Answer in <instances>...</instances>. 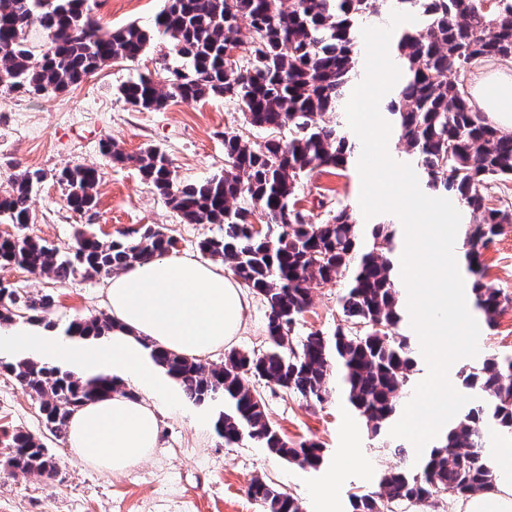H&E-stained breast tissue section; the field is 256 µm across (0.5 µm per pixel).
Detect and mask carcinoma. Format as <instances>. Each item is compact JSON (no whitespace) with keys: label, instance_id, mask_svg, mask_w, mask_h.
Segmentation results:
<instances>
[{"label":"carcinoma","instance_id":"obj_1","mask_svg":"<svg viewBox=\"0 0 512 512\" xmlns=\"http://www.w3.org/2000/svg\"><path fill=\"white\" fill-rule=\"evenodd\" d=\"M405 8L421 24L396 43L401 77L386 112L405 143L420 188L453 194L469 217L465 241L474 308L484 326L496 324L507 295L484 282L481 249L512 224V212L491 207L485 184L512 179V134L504 133L473 108L459 73L482 60H512V0H168L155 17L179 67L161 68L162 77L142 75L119 88L136 111L160 112L179 98L199 101L224 96L237 102L246 125L269 132L254 147L236 131L224 133L227 170L200 183L178 181L173 160L148 147L125 152L110 139L101 150L112 162L134 167L188 224H222L224 235L199 243L200 252L229 266L267 308L268 345L255 353L232 350L224 364L148 344L150 358L182 387L193 403L220 400L215 428L226 444L252 440L286 462L318 470L326 461L318 442L292 443L272 425L265 401L250 379L270 389L291 391L321 404L331 377L347 401L366 419L374 436L399 457L403 467L380 476V491L350 496V512H394L402 505L424 506L432 499H466L494 486L498 472L487 450L484 428L512 437V355L483 360L462 379L475 404L448 426L429 456L411 461L412 449L388 438L400 414L397 392L413 381L419 364L416 343L398 332L403 321L394 272L396 225L382 219L367 226L345 207L321 203V222L313 224L296 209L301 180L326 168L347 170L355 145L339 120L341 100L359 76L361 28L371 18ZM45 34V48L28 45L32 29ZM252 33L249 46L242 29ZM152 34L131 22L100 33L88 0H0V89L24 94L66 90L110 62L140 58ZM40 169H24L0 196V217L19 227L34 223L33 192L44 181ZM59 180L66 203L78 212L96 207L99 169L76 163ZM259 211L267 233L252 232ZM176 241L160 227L144 225L136 237L104 242L78 230L66 254L29 235L0 237V265L32 274H51L64 282L76 274L105 277L174 250ZM347 281L338 296L348 326L331 336L310 332L291 336L310 305L307 284ZM54 297L39 298L17 288H0V325L18 318L46 324ZM71 339L112 333L109 316L75 319L64 330ZM40 403L50 433L67 437L71 414L87 402L112 393L104 375L75 378L56 366L29 358L0 361ZM8 449L3 466L49 479L57 466L44 443L16 429L3 433ZM249 495L266 512H303L293 496L262 477L251 480Z\"/></svg>","mask_w":512,"mask_h":512}]
</instances>
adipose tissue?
Returning <instances> with one entry per match:
<instances>
[{
    "mask_svg": "<svg viewBox=\"0 0 512 512\" xmlns=\"http://www.w3.org/2000/svg\"><path fill=\"white\" fill-rule=\"evenodd\" d=\"M472 97L489 120L512 130V74L481 80ZM106 296L115 325L110 336L72 342L37 324L9 325L0 327V342L79 376L112 377L116 392L71 415L68 443L83 460L120 473L156 448L160 416L174 407L147 345L188 357L222 350L244 327L248 293L223 268L169 253L109 278Z\"/></svg>",
    "mask_w": 512,
    "mask_h": 512,
    "instance_id": "adipose-tissue-1",
    "label": "adipose tissue"
}]
</instances>
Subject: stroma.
Returning <instances> with one entry per match:
<instances>
[{"label": "stroma", "instance_id": "35a3bbf8", "mask_svg": "<svg viewBox=\"0 0 512 512\" xmlns=\"http://www.w3.org/2000/svg\"><path fill=\"white\" fill-rule=\"evenodd\" d=\"M102 32L128 23L152 29L164 0H89ZM168 45L153 38L136 61H118L66 91L49 96L19 95L0 90V192L8 189L20 170L42 169L46 178L38 187L32 208L36 219L28 232L70 251L79 225H88L105 241L121 238L125 231L154 224L178 241V253L198 254L201 240L222 234L219 224H188L142 179L131 166L113 163L101 151L105 139L116 141L126 152L155 147L174 161L177 176L198 183L222 174L224 134L237 131L254 145H263L267 133L243 122L236 102L214 97L200 102L180 99L160 112L135 111L119 94L127 81L154 71ZM97 167L102 180L96 188L95 219L71 210L66 187L58 173L75 163ZM361 178L357 168L326 169L315 174L296 193L311 222H320L325 198L361 215ZM486 282L512 296V224L483 252ZM0 282L29 292L52 295L53 334L63 335L74 319L108 314L104 278L75 276L59 282L49 275H33L17 267H0ZM340 287L312 285L311 303L295 327V339L309 332L333 335L343 326L338 304ZM244 329L233 348L262 351L266 347V307L249 295ZM477 357L459 359L449 381L460 387L462 372L477 359L512 353V303L501 312L495 328H481ZM269 420L292 442H320L329 465L346 460L338 488L339 512H349L351 494L378 491L380 475L397 463L374 438L366 421H359L354 438H347V417L340 390L329 387L318 406L284 390L263 389ZM219 405H197L178 396L174 412L163 415L159 445L147 459L121 474L103 471L77 457L65 440L45 428L39 403L7 374L0 372V428L21 429L42 439L59 468L56 478L0 468V512H264L247 489L254 477L268 478L290 493L304 512H320L315 497L322 472H313L268 454L251 440L225 444L214 430Z\"/></svg>", "mask_w": 512, "mask_h": 512}]
</instances>
